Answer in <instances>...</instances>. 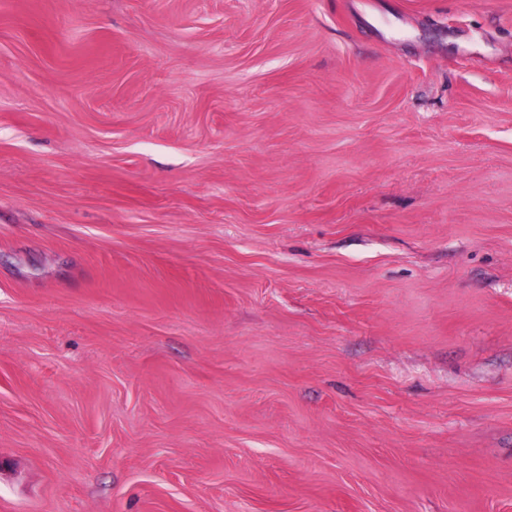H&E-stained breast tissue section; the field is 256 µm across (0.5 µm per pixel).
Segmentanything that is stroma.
Segmentation results:
<instances>
[{"mask_svg":"<svg viewBox=\"0 0 512 512\" xmlns=\"http://www.w3.org/2000/svg\"><path fill=\"white\" fill-rule=\"evenodd\" d=\"M0 512H512V0H0Z\"/></svg>","mask_w":512,"mask_h":512,"instance_id":"35a3bbf8","label":"stroma"}]
</instances>
